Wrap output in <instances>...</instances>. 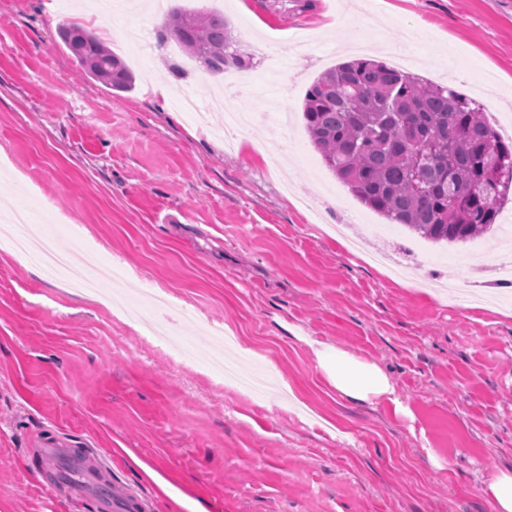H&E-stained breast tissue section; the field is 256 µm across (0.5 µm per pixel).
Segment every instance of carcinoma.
Listing matches in <instances>:
<instances>
[{
	"instance_id": "obj_1",
	"label": "carcinoma",
	"mask_w": 512,
	"mask_h": 512,
	"mask_svg": "<svg viewBox=\"0 0 512 512\" xmlns=\"http://www.w3.org/2000/svg\"><path fill=\"white\" fill-rule=\"evenodd\" d=\"M58 34L85 76L117 92L133 77L119 57L76 23ZM174 40L220 75L237 47L224 15L174 7L157 42ZM303 119L325 165L367 207L434 243L492 232L512 189V142L474 102L368 58L324 71L304 98Z\"/></svg>"
}]
</instances>
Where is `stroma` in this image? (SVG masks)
I'll list each match as a JSON object with an SVG mask.
<instances>
[{"label": "stroma", "mask_w": 512, "mask_h": 512, "mask_svg": "<svg viewBox=\"0 0 512 512\" xmlns=\"http://www.w3.org/2000/svg\"><path fill=\"white\" fill-rule=\"evenodd\" d=\"M94 2L0 0V199L47 248L78 226L69 261L88 276L128 272L106 306L0 245V512H93L31 461L60 431L150 512H494L512 252L475 267L366 207L302 105L355 38L412 56L511 140L512 0H170L223 11L251 56L234 104L255 119L230 148L198 117L225 78L184 52L119 49L128 92L79 79L58 26ZM487 71L508 77L496 93ZM314 340L379 365L410 417L338 396Z\"/></svg>", "instance_id": "stroma-1"}]
</instances>
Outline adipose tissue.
<instances>
[{
	"instance_id": "ef3b65f1",
	"label": "adipose tissue",
	"mask_w": 512,
	"mask_h": 512,
	"mask_svg": "<svg viewBox=\"0 0 512 512\" xmlns=\"http://www.w3.org/2000/svg\"><path fill=\"white\" fill-rule=\"evenodd\" d=\"M312 347L320 368L340 397L366 403L390 399L393 387L376 364L322 342H313Z\"/></svg>"
}]
</instances>
